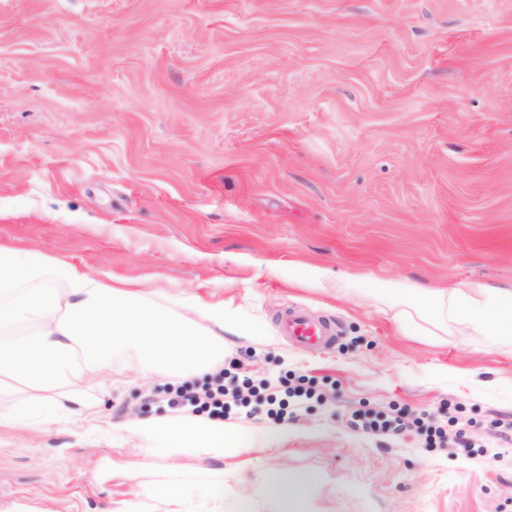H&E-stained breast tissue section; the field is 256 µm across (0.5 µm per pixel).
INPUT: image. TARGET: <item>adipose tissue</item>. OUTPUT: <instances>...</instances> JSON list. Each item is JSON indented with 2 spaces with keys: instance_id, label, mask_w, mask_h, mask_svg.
<instances>
[{
  "instance_id": "1",
  "label": "adipose tissue",
  "mask_w": 512,
  "mask_h": 512,
  "mask_svg": "<svg viewBox=\"0 0 512 512\" xmlns=\"http://www.w3.org/2000/svg\"><path fill=\"white\" fill-rule=\"evenodd\" d=\"M49 272L63 289L38 287ZM377 294L385 302H417L436 321L450 320L492 342L512 343V289L482 283L436 289L403 280L380 283ZM21 324L29 325V332L0 339V393L20 397L14 407L0 408V431L36 435L63 417L84 420L89 378H96L101 395L111 396L118 364L175 381L224 364L223 308L185 298L173 309L157 305L124 284L107 286L37 251L0 245V327ZM122 429L145 441L163 439L165 477L158 489L167 512H219L208 500L188 506L179 488L185 479H223V472L206 465L207 459L238 452L223 422L158 417ZM259 481L284 507L302 502L313 484L311 476L285 468L264 470Z\"/></svg>"
}]
</instances>
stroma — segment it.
<instances>
[{"instance_id":"obj_1","label":"stroma","mask_w":512,"mask_h":512,"mask_svg":"<svg viewBox=\"0 0 512 512\" xmlns=\"http://www.w3.org/2000/svg\"><path fill=\"white\" fill-rule=\"evenodd\" d=\"M0 244L223 303L225 371L309 389L225 400L251 465L186 499L274 512L251 472L285 466L319 479L294 512H512V345L375 297L512 288V0H0ZM290 309L336 345L288 342ZM112 379L91 413L169 415V381ZM399 413L421 427L355 424ZM163 463L119 429L1 432L0 507L165 512Z\"/></svg>"}]
</instances>
